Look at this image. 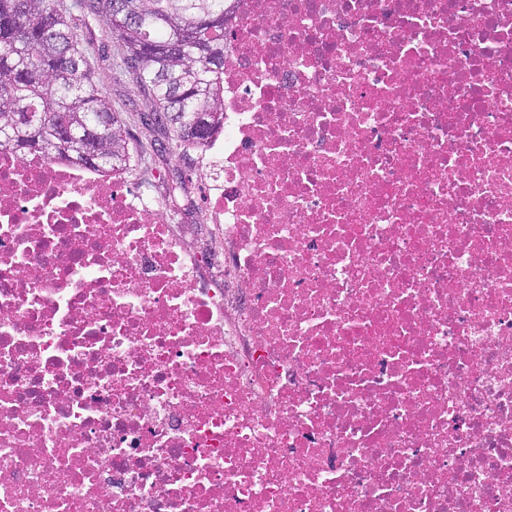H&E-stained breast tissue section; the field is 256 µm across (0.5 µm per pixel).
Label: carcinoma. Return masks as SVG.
Here are the masks:
<instances>
[{
    "instance_id": "1",
    "label": "carcinoma",
    "mask_w": 512,
    "mask_h": 512,
    "mask_svg": "<svg viewBox=\"0 0 512 512\" xmlns=\"http://www.w3.org/2000/svg\"><path fill=\"white\" fill-rule=\"evenodd\" d=\"M0 0V148L38 149L77 166L112 168L129 155L120 112L104 95L73 22L99 25L150 123L199 147L224 121L226 0Z\"/></svg>"
}]
</instances>
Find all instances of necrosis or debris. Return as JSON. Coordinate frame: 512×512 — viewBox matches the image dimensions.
<instances>
[{"label":"necrosis or debris","instance_id":"obj_1","mask_svg":"<svg viewBox=\"0 0 512 512\" xmlns=\"http://www.w3.org/2000/svg\"><path fill=\"white\" fill-rule=\"evenodd\" d=\"M201 150L0 149V512H512V0H231ZM181 233L187 243L194 248H203L207 245L208 233L205 225L199 221L197 212L189 209L183 214Z\"/></svg>","mask_w":512,"mask_h":512}]
</instances>
